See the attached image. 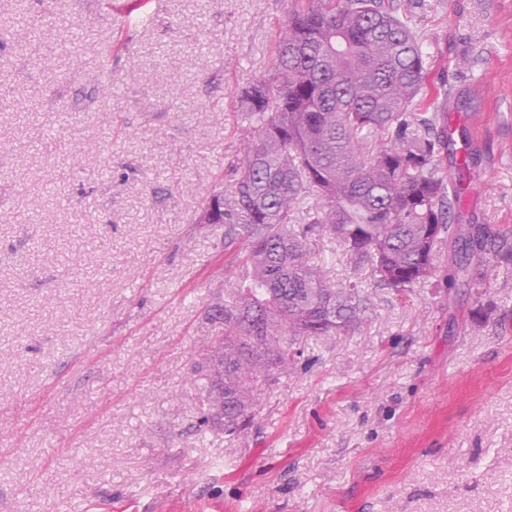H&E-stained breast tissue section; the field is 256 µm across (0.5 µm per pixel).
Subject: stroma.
I'll return each mask as SVG.
<instances>
[{
  "instance_id": "1",
  "label": "stroma",
  "mask_w": 512,
  "mask_h": 512,
  "mask_svg": "<svg viewBox=\"0 0 512 512\" xmlns=\"http://www.w3.org/2000/svg\"><path fill=\"white\" fill-rule=\"evenodd\" d=\"M0 0V512H512V269L372 287L306 336L236 437L197 366L241 305L203 219L287 0ZM429 83L479 144L466 212L512 227V0H414Z\"/></svg>"
}]
</instances>
